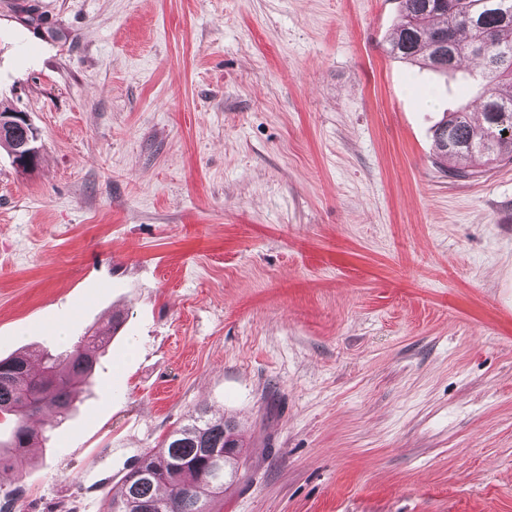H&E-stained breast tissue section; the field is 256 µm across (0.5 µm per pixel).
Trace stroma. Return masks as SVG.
<instances>
[{"mask_svg": "<svg viewBox=\"0 0 512 512\" xmlns=\"http://www.w3.org/2000/svg\"><path fill=\"white\" fill-rule=\"evenodd\" d=\"M398 0H0V357L124 322L8 512H106L196 410L248 457L210 512H512V164L433 155L461 84ZM13 107L5 106L1 103L0 106V141L2 143L12 144V155L15 164L20 168L30 167L37 160L38 151L34 143L30 139L24 137V132H21L20 139L18 134L20 129L29 125L27 114L21 110H13ZM2 112V113H1ZM27 136L34 139L37 135L34 128L30 125L26 127Z\"/></svg>", "mask_w": 512, "mask_h": 512, "instance_id": "35a3bbf8", "label": "stroma"}]
</instances>
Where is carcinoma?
<instances>
[{
	"mask_svg": "<svg viewBox=\"0 0 512 512\" xmlns=\"http://www.w3.org/2000/svg\"><path fill=\"white\" fill-rule=\"evenodd\" d=\"M400 11L402 22L388 39L394 58L438 73L460 70L465 57L479 61L483 91L436 127L437 163L463 180L479 174L476 161L512 163V0H400ZM473 112L482 114V125L472 124ZM107 343L103 335H84L38 370L24 354L0 358V417L13 421V453L34 445L30 420L44 407L61 416L74 408L75 385L88 382L95 353ZM231 444H239L235 421L190 416L129 473L109 512H208L207 500L223 495L238 475L243 455L224 452Z\"/></svg>",
	"mask_w": 512,
	"mask_h": 512,
	"instance_id": "1",
	"label": "carcinoma"
}]
</instances>
